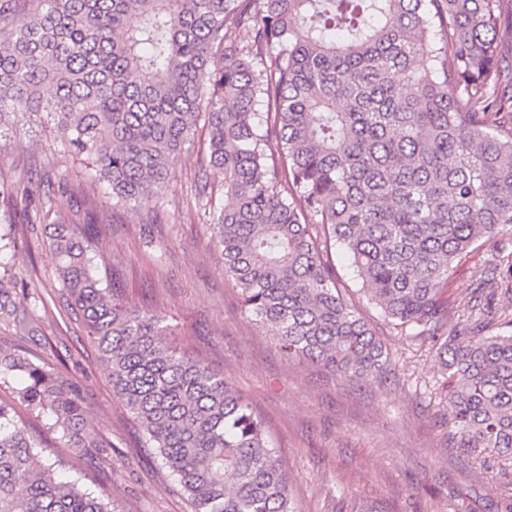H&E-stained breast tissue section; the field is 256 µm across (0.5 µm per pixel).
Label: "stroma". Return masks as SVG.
<instances>
[{"label":"stroma","mask_w":512,"mask_h":512,"mask_svg":"<svg viewBox=\"0 0 512 512\" xmlns=\"http://www.w3.org/2000/svg\"><path fill=\"white\" fill-rule=\"evenodd\" d=\"M23 124L22 134H0V182L52 185L62 220L96 223L90 255L104 285L126 305L162 319L174 346L250 396L280 452L299 512H344L352 495L383 502L391 512H498L512 499V474L501 471L494 450L452 447L442 371L433 353L386 324L342 256L334 262L352 305L392 353L391 370L372 381L287 359L271 331L243 312L198 206L196 153L170 167L150 206L136 208L115 203L105 184L72 161L44 113ZM70 184L81 188L88 210H78L63 193ZM27 221L22 211L0 202V236L28 237L16 256L0 257V276L25 281L40 296L29 308L38 331L21 338L1 330L0 348L65 361L62 374L83 392L91 433L112 444L93 470L118 512H192L113 395L109 370L81 313L62 296L43 225L27 233ZM492 250L482 244L457 261L449 298L475 287Z\"/></svg>","instance_id":"1"}]
</instances>
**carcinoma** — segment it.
I'll list each match as a JSON object with an SVG mask.
<instances>
[{"instance_id": "carcinoma-1", "label": "carcinoma", "mask_w": 512, "mask_h": 512, "mask_svg": "<svg viewBox=\"0 0 512 512\" xmlns=\"http://www.w3.org/2000/svg\"><path fill=\"white\" fill-rule=\"evenodd\" d=\"M512 0H0V128L44 112L72 156L118 201L149 204L206 131L199 198L242 309L290 359L367 381L391 354L343 292L331 256L357 268L392 328L446 374L448 438L512 461V318L479 306L512 295L497 249L448 320V278L475 244L512 232ZM265 111H260V106ZM39 202L67 302L82 313L114 395L194 512H298L249 398L162 339L159 321L114 298L51 190ZM0 281V325L37 332ZM505 329L493 331L492 326ZM0 512H117L62 459L42 461L33 421L80 457L79 386L46 359L0 349Z\"/></svg>"}]
</instances>
